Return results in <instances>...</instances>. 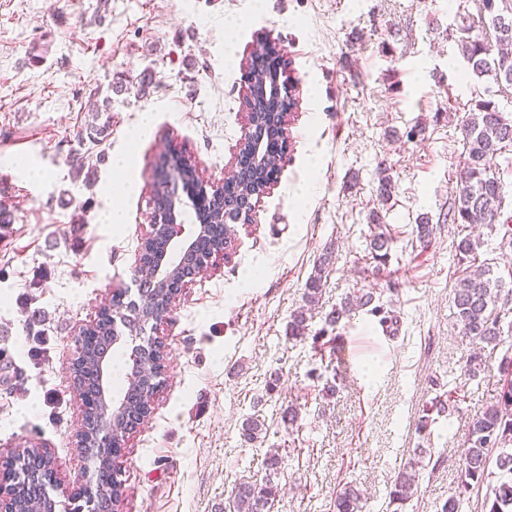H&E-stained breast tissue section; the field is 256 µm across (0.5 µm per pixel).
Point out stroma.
<instances>
[{
    "instance_id": "obj_1",
    "label": "stroma",
    "mask_w": 512,
    "mask_h": 512,
    "mask_svg": "<svg viewBox=\"0 0 512 512\" xmlns=\"http://www.w3.org/2000/svg\"><path fill=\"white\" fill-rule=\"evenodd\" d=\"M459 22L456 0H0V206L12 218L0 225V331L14 354L0 372V454L31 441L63 489L90 476L74 446V340L133 281L165 147L223 182L244 133L242 72L268 41L295 84L291 146L227 261L190 283L159 326L167 377L126 437L122 512H233L235 485L266 476L263 448L239 438L256 412L282 458L271 512H333L347 482L365 491L363 512H394L389 492L417 453L426 468L406 512H440L459 492L458 453L497 394L503 354L485 347L484 372L464 381L472 345L454 326L448 207L474 84L459 77L448 36ZM98 89L112 105L94 114L86 103ZM94 124L109 127L102 141L89 136ZM382 162L395 183L385 203ZM375 211L395 238L378 269L367 250ZM423 213L427 244L416 236ZM326 252L312 335L289 340ZM355 288L380 297L395 330L359 312L325 331V313ZM456 389L458 412L419 434L429 400ZM291 405L300 426L290 433L279 413Z\"/></svg>"
}]
</instances>
